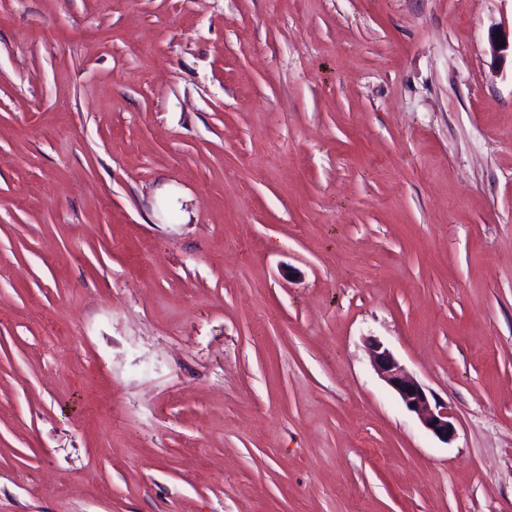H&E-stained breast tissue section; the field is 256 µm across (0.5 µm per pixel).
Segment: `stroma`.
I'll list each match as a JSON object with an SVG mask.
<instances>
[{"label": "stroma", "instance_id": "obj_1", "mask_svg": "<svg viewBox=\"0 0 512 512\" xmlns=\"http://www.w3.org/2000/svg\"><path fill=\"white\" fill-rule=\"evenodd\" d=\"M497 24L0 0V512H512ZM369 346L374 370L395 392L406 409L416 414L423 428L439 440L445 443L453 441L457 430L448 403L437 400L429 389L398 362L383 343L374 340L370 341Z\"/></svg>", "mask_w": 512, "mask_h": 512}]
</instances>
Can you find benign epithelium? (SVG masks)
<instances>
[{"mask_svg":"<svg viewBox=\"0 0 512 512\" xmlns=\"http://www.w3.org/2000/svg\"><path fill=\"white\" fill-rule=\"evenodd\" d=\"M369 346L374 370L406 409L416 414L423 428L439 440L453 441L457 430L448 404L433 399L431 391L411 375L383 343L374 340Z\"/></svg>","mask_w":512,"mask_h":512,"instance_id":"benign-epithelium-1","label":"benign epithelium"}]
</instances>
